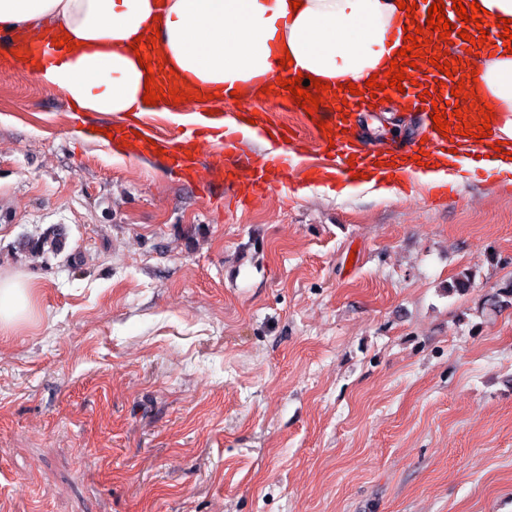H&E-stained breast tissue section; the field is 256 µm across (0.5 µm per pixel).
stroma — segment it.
<instances>
[{"label": "stroma", "mask_w": 512, "mask_h": 512, "mask_svg": "<svg viewBox=\"0 0 512 512\" xmlns=\"http://www.w3.org/2000/svg\"><path fill=\"white\" fill-rule=\"evenodd\" d=\"M109 122L0 76V512H512V187L232 210ZM29 287L19 279H0V333H7L25 313Z\"/></svg>", "instance_id": "35a3bbf8"}]
</instances>
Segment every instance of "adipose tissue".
<instances>
[{"label": "adipose tissue", "instance_id": "adipose-tissue-1", "mask_svg": "<svg viewBox=\"0 0 512 512\" xmlns=\"http://www.w3.org/2000/svg\"><path fill=\"white\" fill-rule=\"evenodd\" d=\"M0 0V30L69 34L76 47L54 63L15 62L48 90L65 92L82 112L140 114L146 68L135 38L156 35L168 66L189 84L215 91L235 87L262 96L274 62L291 56L292 72L331 86H364L390 68L406 13L398 0ZM503 145L488 164L512 175V54L499 49L478 67ZM29 287L0 280V333L25 313Z\"/></svg>", "mask_w": 512, "mask_h": 512}]
</instances>
